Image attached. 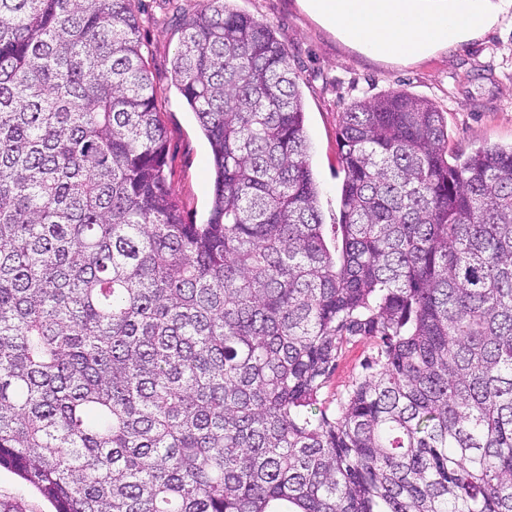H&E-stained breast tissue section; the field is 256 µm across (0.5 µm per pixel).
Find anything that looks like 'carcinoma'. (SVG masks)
<instances>
[{"instance_id":"cac0c4a2","label":"carcinoma","mask_w":512,"mask_h":512,"mask_svg":"<svg viewBox=\"0 0 512 512\" xmlns=\"http://www.w3.org/2000/svg\"><path fill=\"white\" fill-rule=\"evenodd\" d=\"M226 2L171 64L188 224L135 0H0V467L56 512H512V147L355 103L327 238L288 52ZM373 346L371 340H361L349 344L344 355L338 361L335 371L326 383V387L322 389L320 399L325 401L327 405L336 399V395L359 376L365 360L371 358L374 354Z\"/></svg>"}]
</instances>
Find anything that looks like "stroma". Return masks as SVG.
Masks as SVG:
<instances>
[{"instance_id": "stroma-1", "label": "stroma", "mask_w": 512, "mask_h": 512, "mask_svg": "<svg viewBox=\"0 0 512 512\" xmlns=\"http://www.w3.org/2000/svg\"><path fill=\"white\" fill-rule=\"evenodd\" d=\"M207 0H136L135 13L147 69L158 90L157 108L166 129L165 174L185 221L203 223L213 191L208 143L171 76L181 28ZM233 6L272 24L299 76L309 163L319 186L325 224L340 219L344 173L339 163L342 112L355 102L402 91L424 98L448 121V150L470 153L512 145V11L460 41L412 60L382 59L346 42L320 23L303 0H234ZM373 355V343L348 345L321 391L332 402Z\"/></svg>"}]
</instances>
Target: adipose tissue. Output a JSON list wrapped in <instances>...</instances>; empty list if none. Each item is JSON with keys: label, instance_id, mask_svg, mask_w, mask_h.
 I'll return each mask as SVG.
<instances>
[{"label": "adipose tissue", "instance_id": "obj_1", "mask_svg": "<svg viewBox=\"0 0 512 512\" xmlns=\"http://www.w3.org/2000/svg\"><path fill=\"white\" fill-rule=\"evenodd\" d=\"M309 9L367 52L413 59L485 26L512 0H307Z\"/></svg>", "mask_w": 512, "mask_h": 512}]
</instances>
